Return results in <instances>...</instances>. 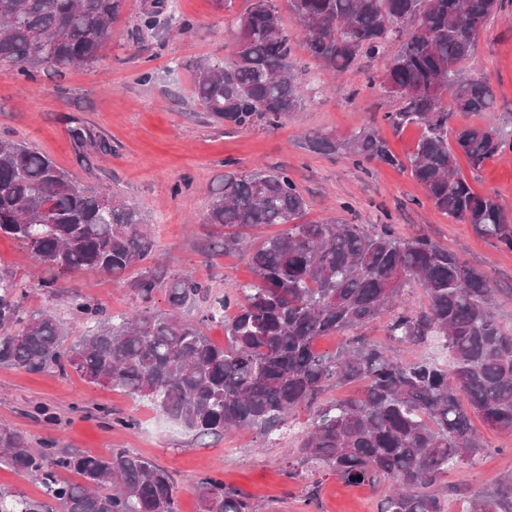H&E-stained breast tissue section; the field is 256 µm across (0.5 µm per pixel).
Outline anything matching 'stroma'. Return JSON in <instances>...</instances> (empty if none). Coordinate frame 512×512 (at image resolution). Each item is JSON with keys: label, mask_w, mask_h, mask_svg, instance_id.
Returning a JSON list of instances; mask_svg holds the SVG:
<instances>
[{"label": "stroma", "mask_w": 512, "mask_h": 512, "mask_svg": "<svg viewBox=\"0 0 512 512\" xmlns=\"http://www.w3.org/2000/svg\"><path fill=\"white\" fill-rule=\"evenodd\" d=\"M251 3L232 0L226 10L218 0H168L166 14L148 30L140 19L151 0H124L102 64L61 75L44 72L34 82L24 81L15 69L0 68V139L41 151L81 185L118 189L139 206L155 241L154 253L116 281L90 269L62 274L35 268L29 248L1 234L0 267L25 284L21 310L30 315L46 309L69 321L68 295L76 291L111 312L126 313L139 305L135 285L143 273L163 283L188 271L209 284L212 296L232 293L236 284L252 278L250 247L281 228H249L243 249L229 254L214 250L211 228L204 222L208 189L228 173L282 167L309 200V220L333 215L351 224H390L403 238L424 233L486 272L500 290L496 314L511 325L512 252L479 237L469 225L449 223L402 169L417 143V127L397 132L380 121L378 132L400 161L396 167L377 162L357 166L305 146L310 135L342 138L399 107L397 98L375 85L386 59H362L350 73L336 77L297 41L295 55L309 91L302 110L280 127L220 126L199 109L190 65L199 57L231 59L227 22ZM182 20L193 29L179 35L175 28ZM464 69L466 75L489 79L494 116L506 137H512V5L491 19ZM146 72L151 82H141ZM320 84L326 90L319 94L315 88ZM73 117L92 131L93 141H73L68 131ZM458 164L477 193L497 194L512 209L511 152L477 170L463 158ZM48 281L53 284L49 290L44 287ZM119 417L135 419L136 428L113 426ZM308 418V410L300 409L292 426L267 439L251 434L200 439L165 420L148 402L89 385L72 370L32 373L0 364V428L18 431L36 450L51 442L93 456L117 449L147 456L171 474L180 512H201L199 483L207 476L241 491L252 512H382L387 485H353L326 472L286 476ZM472 425L490 449L478 466L449 471L444 484L491 495L493 477L512 474V434L495 432L478 418Z\"/></svg>", "instance_id": "stroma-1"}]
</instances>
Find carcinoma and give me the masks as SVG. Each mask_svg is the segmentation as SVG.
<instances>
[{
	"label": "carcinoma",
	"instance_id": "carcinoma-1",
	"mask_svg": "<svg viewBox=\"0 0 512 512\" xmlns=\"http://www.w3.org/2000/svg\"><path fill=\"white\" fill-rule=\"evenodd\" d=\"M124 0H0V66L36 81L51 69L96 66L112 41ZM506 0H287L306 50L338 75L363 57L400 41L378 86L401 102L383 115L395 131L421 130L410 174L429 202L457 224L512 251V210L479 194L458 170L457 155L480 168L512 152L497 126L452 127L461 112H491L494 91L461 65ZM165 0L141 16L152 29ZM231 64L208 57L192 65L193 97L209 119L248 129L277 127L299 111L303 86L293 44L273 0H253L232 29ZM450 103H445V100ZM453 142H448V137ZM312 151L355 164L398 166L375 126L343 139L308 137ZM308 201L286 171L224 175L210 191L204 221L219 228L213 248L241 245V230L259 224L287 229L250 253L254 280L215 300L204 320L185 309L207 298L188 274L165 283L167 309L152 302L157 282L137 280L140 309L113 315L75 295L70 322L49 313L20 314L24 293L0 270V364L30 372L70 368L87 383L147 399L156 411L199 436L252 430L267 438L301 408H314L298 463L344 481L393 485L382 512H447L440 489L448 471L476 466L489 444L470 415L512 433V327L497 317L489 277L425 235L400 238L391 224L366 228L340 217L307 221ZM31 249L35 263L60 272L96 269L122 279L154 248L141 210L116 192L83 187L50 157L0 141V235ZM419 285L427 306L403 301ZM387 315L386 341L362 330ZM221 321L228 344H214L203 321ZM347 343L329 354L321 336ZM441 341L442 366L418 354L399 360L392 344ZM362 381L360 398L317 403L333 385ZM0 465L38 480L48 501L0 491V512H179L169 473L119 449L95 457L51 444L28 447L0 428ZM62 472L79 476L65 481ZM362 480H357V477ZM499 496L466 499L464 512H512V478L496 477ZM202 512H251L240 494L208 476L199 486Z\"/></svg>",
	"mask_w": 512,
	"mask_h": 512
}]
</instances>
